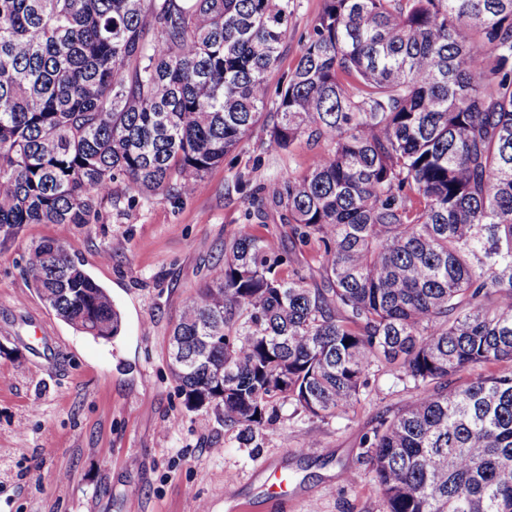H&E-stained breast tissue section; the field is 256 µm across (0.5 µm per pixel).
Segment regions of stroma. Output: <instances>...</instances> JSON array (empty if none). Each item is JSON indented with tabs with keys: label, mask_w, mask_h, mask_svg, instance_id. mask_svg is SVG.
I'll return each instance as SVG.
<instances>
[{
	"label": "stroma",
	"mask_w": 512,
	"mask_h": 512,
	"mask_svg": "<svg viewBox=\"0 0 512 512\" xmlns=\"http://www.w3.org/2000/svg\"><path fill=\"white\" fill-rule=\"evenodd\" d=\"M322 5L294 0L272 80L294 68ZM267 142L255 128L196 194L145 196L120 184L119 203L104 206L98 223L0 234V512H236L241 502L249 512H385L365 439L415 393L394 367L371 368L348 414L317 418L277 400L271 420L250 433L213 408H187L170 371L185 300L243 228L277 238L307 276L318 275L313 249L293 246L275 199L313 150L303 139L284 150ZM46 241L77 249L121 314L117 336L76 331L30 286L27 253ZM265 464L289 475L276 505Z\"/></svg>",
	"instance_id": "stroma-1"
}]
</instances>
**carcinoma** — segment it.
Instances as JSON below:
<instances>
[{
	"instance_id": "carcinoma-1",
	"label": "carcinoma",
	"mask_w": 512,
	"mask_h": 512,
	"mask_svg": "<svg viewBox=\"0 0 512 512\" xmlns=\"http://www.w3.org/2000/svg\"><path fill=\"white\" fill-rule=\"evenodd\" d=\"M293 0H0V230L91 224L114 184L191 194L253 130L321 151L278 203L320 282L242 231L184 302L190 408L224 360V424L276 399L348 413L377 362L416 395L367 440L386 512H512V0H323L271 88ZM25 274L101 339L121 316L75 248Z\"/></svg>"
}]
</instances>
